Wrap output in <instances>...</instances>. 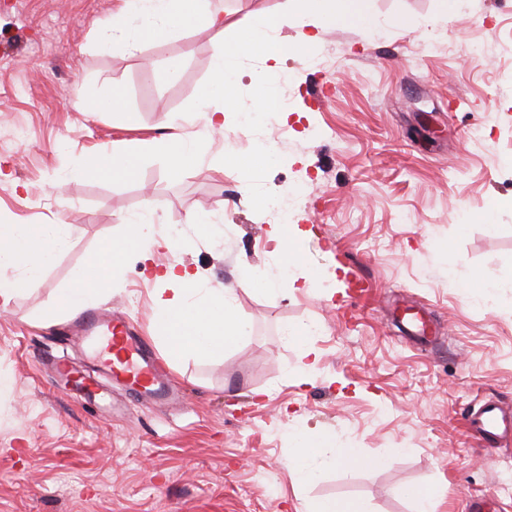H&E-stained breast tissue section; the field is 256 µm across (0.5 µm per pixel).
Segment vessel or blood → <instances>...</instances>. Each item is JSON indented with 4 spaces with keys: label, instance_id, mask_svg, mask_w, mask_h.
Listing matches in <instances>:
<instances>
[{
    "label": "vessel or blood",
    "instance_id": "b4317fda",
    "mask_svg": "<svg viewBox=\"0 0 512 512\" xmlns=\"http://www.w3.org/2000/svg\"><path fill=\"white\" fill-rule=\"evenodd\" d=\"M77 330L75 343L85 348L95 347L102 371L111 381L135 391L146 407L171 398L173 387L159 370L149 345L133 336L122 318L90 312L79 320ZM466 421L491 449L500 440L512 436V413L492 401L471 409Z\"/></svg>",
    "mask_w": 512,
    "mask_h": 512
}]
</instances>
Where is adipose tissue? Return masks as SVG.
Here are the masks:
<instances>
[{
	"instance_id": "adipose-tissue-1",
	"label": "adipose tissue",
	"mask_w": 512,
	"mask_h": 512,
	"mask_svg": "<svg viewBox=\"0 0 512 512\" xmlns=\"http://www.w3.org/2000/svg\"><path fill=\"white\" fill-rule=\"evenodd\" d=\"M210 0H122L103 27L99 43L107 48L121 44L134 49L149 42L168 39L182 30L223 31V13L211 10ZM292 11L263 13L238 21L245 36L237 41L217 40L210 59L213 82L197 97L192 112L201 125L186 132V118H170L167 132L156 141V148L167 158L173 176L194 169L211 160L214 170L224 168L223 158H210L214 132L223 130L224 115L236 107L238 60L247 53L262 55L263 71L275 76L286 56L309 57L327 25L339 22L371 23V0H291ZM296 13L299 33L294 43L282 42L279 31L288 23L289 13ZM140 155L135 151L99 152L85 156L79 171L95 177L115 180L135 178ZM126 237L119 242L103 243L100 252L78 272L69 288L57 296L53 308L75 311L100 297L112 275L121 273L128 254L141 262L153 259L152 244L177 252L180 242L170 235H158L157 207L145 201L140 211L126 217ZM65 224H0V268L15 269V276L0 278V299H8L34 283L42 269L67 242ZM159 288L153 298V327L156 338L170 359L194 354L208 355L230 346L246 334L237 317L232 292L210 286L199 274L176 261L156 274ZM294 454L289 462L299 483L315 482L323 470L344 466L356 468L385 465L382 457H364L360 449L338 447L325 433L300 432L293 435Z\"/></svg>"
}]
</instances>
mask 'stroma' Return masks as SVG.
I'll return each mask as SVG.
<instances>
[{
    "label": "stroma",
    "mask_w": 512,
    "mask_h": 512,
    "mask_svg": "<svg viewBox=\"0 0 512 512\" xmlns=\"http://www.w3.org/2000/svg\"><path fill=\"white\" fill-rule=\"evenodd\" d=\"M122 0H0V221L65 224L66 245L40 278L0 311V512H307L320 499L365 512H415L403 490L433 485L435 512H464L487 494L512 512V439L496 451L467 432L473 407L512 411V0H373L376 24L328 26L313 61L288 58L274 88L288 121L251 129L263 63H238V108L225 116L210 165L172 176L144 153L138 175H78L84 156L161 137L210 82L216 34L188 30L131 52L97 50ZM179 61L156 82L145 64ZM123 91L136 117L82 113L84 98ZM259 142L273 165L250 172ZM255 196L280 201L304 234L314 287L264 292L281 278ZM157 229L179 235L172 254L211 286L232 289L247 334L224 351L167 364L179 399L143 407L115 388L87 402L58 388L50 365L87 355L72 344L71 313L48 301L144 200ZM496 205L495 229L480 216ZM210 216L214 232L190 223ZM481 276L487 289L469 287ZM251 287H241L242 278ZM370 287L348 295L353 278ZM156 282L130 257L93 304L151 335ZM439 327L437 343L405 336V307ZM311 327L319 354L300 367L292 327ZM387 460L343 467L298 485L288 466L295 431Z\"/></svg>",
    "instance_id": "35a3bbf8"
}]
</instances>
